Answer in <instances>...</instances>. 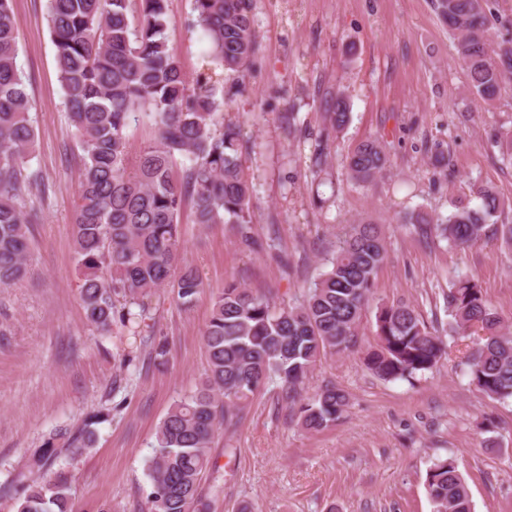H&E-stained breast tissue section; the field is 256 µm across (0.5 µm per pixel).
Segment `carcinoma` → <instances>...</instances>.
I'll list each match as a JSON object with an SVG mask.
<instances>
[{"mask_svg":"<svg viewBox=\"0 0 512 512\" xmlns=\"http://www.w3.org/2000/svg\"><path fill=\"white\" fill-rule=\"evenodd\" d=\"M128 0H48L47 21L56 48L55 65L67 116L83 152L74 203V253L82 270L79 294L87 321L100 333L112 324H133L130 306L157 288L172 285L191 302L202 283L186 269L170 282L180 239V215L193 202L195 223L228 224L246 245L251 235L252 182L241 160V127L224 121L217 99L219 81L201 72L194 85L166 34L168 0H140L136 26ZM488 0H440L443 20L455 36L475 93L484 101L500 96L512 75V42H494ZM252 0H193L196 23L210 43L212 61L239 71L254 55ZM13 0H0V287L29 270V226L39 210L26 196L38 180L28 169L36 133L33 108L17 65ZM159 117L157 139L146 146L137 169L127 171V128L136 112ZM334 133L350 121L347 98L336 95L326 113ZM186 160L180 176L173 167ZM387 164L378 140L358 144L347 156L350 177L374 182ZM475 209L458 208L445 219L413 213L412 224L434 230L465 249L488 234L512 245V224L493 221L501 203L487 187L476 192ZM386 257L384 238L373 224H354L329 268L301 302L290 305L230 283L212 299L203 334L204 377L191 394L175 401L156 432L147 462L145 512H213L201 481L211 469L209 447L223 422L273 383L297 387L327 355L341 354L373 298L377 270ZM124 300L118 308L115 301ZM455 333L473 330L479 342L468 361L472 382L488 397L512 400V327L491 308L473 279L453 283L445 295ZM377 346L367 367L385 381L409 380L431 371L446 355L443 339L431 332L414 305L381 304L376 311ZM347 395L325 386L300 406L304 429L321 432L346 412ZM69 485L62 476L25 489L17 512H70ZM433 512H471L467 486L453 459H437L426 472Z\"/></svg>","mask_w":512,"mask_h":512,"instance_id":"carcinoma-1","label":"carcinoma"}]
</instances>
